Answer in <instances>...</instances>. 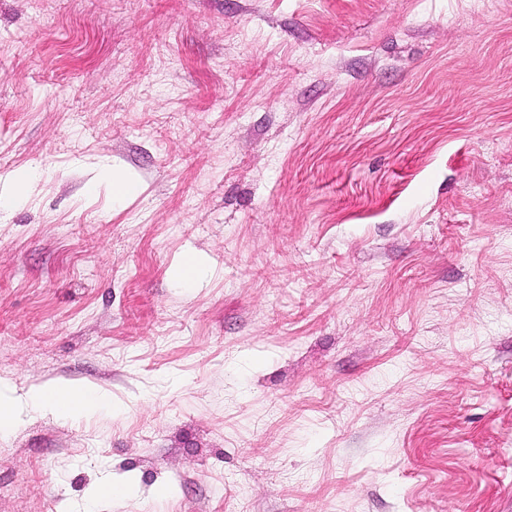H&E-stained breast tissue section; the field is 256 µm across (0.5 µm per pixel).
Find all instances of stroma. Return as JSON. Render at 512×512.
I'll return each mask as SVG.
<instances>
[{
  "mask_svg": "<svg viewBox=\"0 0 512 512\" xmlns=\"http://www.w3.org/2000/svg\"><path fill=\"white\" fill-rule=\"evenodd\" d=\"M16 192L0 512H512V0H0ZM29 402L35 407L49 408L63 415L112 407L108 396L97 391L44 386L36 387L31 391Z\"/></svg>",
  "mask_w": 512,
  "mask_h": 512,
  "instance_id": "stroma-1",
  "label": "stroma"
}]
</instances>
